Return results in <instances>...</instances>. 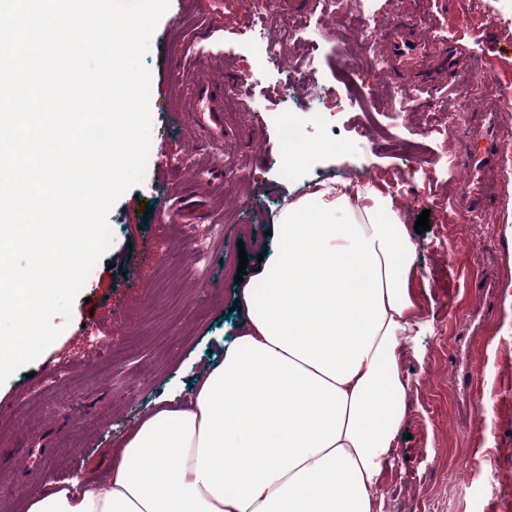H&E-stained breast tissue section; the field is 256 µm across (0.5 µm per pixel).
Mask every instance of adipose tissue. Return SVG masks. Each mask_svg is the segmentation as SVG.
I'll list each match as a JSON object with an SVG mask.
<instances>
[{
  "mask_svg": "<svg viewBox=\"0 0 512 512\" xmlns=\"http://www.w3.org/2000/svg\"><path fill=\"white\" fill-rule=\"evenodd\" d=\"M274 232L239 285L237 338L189 401L159 399L107 476L46 480L27 512H382L423 326L400 206L373 182H323Z\"/></svg>",
  "mask_w": 512,
  "mask_h": 512,
  "instance_id": "ef3b65f1",
  "label": "adipose tissue"
}]
</instances>
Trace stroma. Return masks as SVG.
<instances>
[{"instance_id": "1", "label": "stroma", "mask_w": 512, "mask_h": 512, "mask_svg": "<svg viewBox=\"0 0 512 512\" xmlns=\"http://www.w3.org/2000/svg\"><path fill=\"white\" fill-rule=\"evenodd\" d=\"M260 0H170L153 34L145 64L151 75L150 151L142 184L111 209L113 243L75 298L70 319L53 317L58 337L28 368L0 384V512H26L46 476L59 481L105 472L110 449L153 409L156 400L187 398L198 376L223 357L239 334L234 278L239 250L249 266L273 249V219L284 200L310 192L315 183L360 181L368 166L375 180L402 205L405 224L429 210L430 226L412 236L423 302L424 328L401 366L409 378L408 410L395 440L396 453L378 491L385 512H512V180L499 203L476 224L456 217L452 200L467 180L464 162L473 148L466 130L448 140V166L437 179L420 169L436 150L428 133L442 113L461 111L465 123L481 119L482 103H460L463 87L491 80L512 88V0H483L471 12L467 0H377L381 19L410 17L424 29L441 27L448 44L461 47V66L391 121L386 105L401 81L385 70L361 75L363 93L343 122L367 121L376 135L361 155L322 153L299 170L279 165L277 130L267 112L312 111L308 91L288 103L278 94L280 75L259 71L238 30ZM358 39L326 40L316 53V81L340 93L345 54L358 55ZM202 79L233 90L253 84L262 106L229 112L234 135L216 143L194 124L190 97ZM224 169L214 199L205 201L197 235L224 227L206 283L191 287L187 256L171 258L173 235L162 219L176 200L195 201L208 170ZM156 259H147V247ZM109 337L114 351L88 362L85 343ZM134 380L131 401L117 392ZM495 469H488L487 459Z\"/></svg>"}]
</instances>
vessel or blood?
<instances>
[{"label":"vessel or blood","instance_id":"1","mask_svg":"<svg viewBox=\"0 0 512 512\" xmlns=\"http://www.w3.org/2000/svg\"><path fill=\"white\" fill-rule=\"evenodd\" d=\"M377 31L384 49L386 69L395 79L412 78L420 84L435 83L439 76L453 72L461 63L457 48L423 36L409 18L389 19L378 23ZM196 100L203 131L214 139L224 137V86L202 81L197 85ZM501 104L497 95L483 99L484 119L476 138L482 147L466 160L468 182L465 187L466 212H484L494 193L488 173L496 166L504 146L498 138V114Z\"/></svg>","mask_w":512,"mask_h":512}]
</instances>
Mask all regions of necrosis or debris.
<instances>
[{"mask_svg": "<svg viewBox=\"0 0 512 512\" xmlns=\"http://www.w3.org/2000/svg\"><path fill=\"white\" fill-rule=\"evenodd\" d=\"M320 20H307L294 17L272 18L268 5L261 7L246 21L242 34L253 51L260 71L265 73H283L288 69L289 48L296 41H305L311 50H318L325 40L323 20H331L337 29L354 28L364 42L367 52L346 58L343 71L346 75L347 89L343 98L335 104L321 105L312 113V120L320 125L331 123L339 113L348 110L358 97L357 77L365 67L383 65L375 43L374 33L377 15L372 0H359L356 13H348L344 0H320ZM279 133L280 162L285 166L300 164L309 143L304 137L301 120L283 118L278 113H269Z\"/></svg>", "mask_w": 512, "mask_h": 512, "instance_id": "1", "label": "necrosis or debris"}]
</instances>
